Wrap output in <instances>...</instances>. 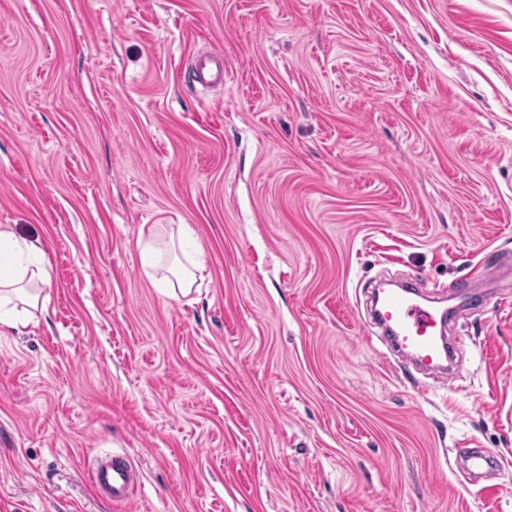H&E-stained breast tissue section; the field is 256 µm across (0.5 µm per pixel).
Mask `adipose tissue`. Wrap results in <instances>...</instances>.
<instances>
[{
    "label": "adipose tissue",
    "instance_id": "1",
    "mask_svg": "<svg viewBox=\"0 0 512 512\" xmlns=\"http://www.w3.org/2000/svg\"><path fill=\"white\" fill-rule=\"evenodd\" d=\"M189 234V228L183 225L168 237L152 228L140 240L144 275L170 298L188 295L204 270L203 264L191 256L183 262L167 260L168 255L182 249ZM0 248L13 258L10 271L0 273V327L15 329L29 321L32 309L38 305L40 289L48 285L50 276L39 257V248L13 230L0 228Z\"/></svg>",
    "mask_w": 512,
    "mask_h": 512
}]
</instances>
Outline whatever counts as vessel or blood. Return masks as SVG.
Listing matches in <instances>:
<instances>
[{
  "label": "vessel or blood",
  "mask_w": 512,
  "mask_h": 512,
  "mask_svg": "<svg viewBox=\"0 0 512 512\" xmlns=\"http://www.w3.org/2000/svg\"><path fill=\"white\" fill-rule=\"evenodd\" d=\"M198 83L214 94L224 90V52L214 47L194 64ZM373 320L382 331L381 342L397 358L417 372L452 376L459 370L454 350L446 338L444 308L410 290L380 289L374 295ZM467 476L476 484L500 467L497 453L490 448H471L464 454ZM96 493L112 503L127 501L139 481L133 461L124 454L107 453L90 468Z\"/></svg>",
  "instance_id": "obj_1"
}]
</instances>
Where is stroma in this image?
I'll return each mask as SVG.
<instances>
[{
  "label": "stroma",
  "mask_w": 512,
  "mask_h": 512,
  "mask_svg": "<svg viewBox=\"0 0 512 512\" xmlns=\"http://www.w3.org/2000/svg\"><path fill=\"white\" fill-rule=\"evenodd\" d=\"M156 224L194 231L187 297ZM0 226L50 274L0 328V512H512V0H0ZM382 277L485 298L456 381L383 358ZM197 82L212 94L224 90V51L213 47L200 56L194 64ZM191 231L184 224L178 225L177 236L170 234L168 238L159 233L157 229L150 228L148 235L140 239L143 255L142 271L144 275L154 281L159 292L169 298L187 296L195 283L202 277L203 264L195 257L188 256L183 250V242ZM181 251L186 262L176 260L167 269L168 275L157 277L163 261L170 254ZM199 274V276H197ZM465 459L467 463V478L470 481L464 485H475L480 482L487 474L499 468L501 462L498 454L490 448H469L465 453L456 451V457ZM90 478L96 493L112 501V504L127 501L139 481V472L133 461L125 454L105 453L90 467Z\"/></svg>",
  "instance_id": "1"
}]
</instances>
